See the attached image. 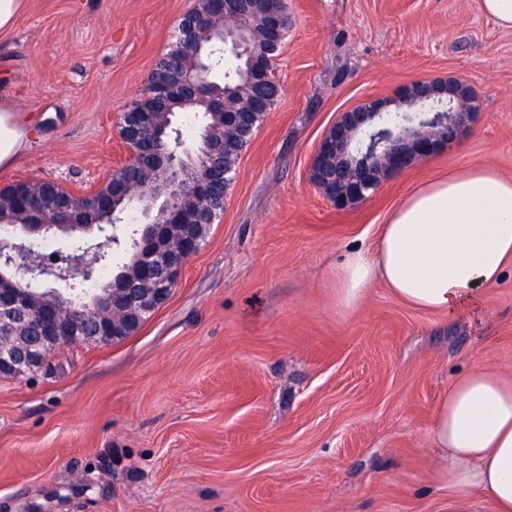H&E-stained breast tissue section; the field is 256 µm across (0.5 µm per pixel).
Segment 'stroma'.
Returning <instances> with one entry per match:
<instances>
[{
    "label": "stroma",
    "mask_w": 512,
    "mask_h": 512,
    "mask_svg": "<svg viewBox=\"0 0 512 512\" xmlns=\"http://www.w3.org/2000/svg\"><path fill=\"white\" fill-rule=\"evenodd\" d=\"M197 0H26L0 34V93L28 133L0 186L84 194L122 166L121 114ZM283 92L243 151L169 301L108 345L0 378V512H446L436 407L475 365L512 375V274L481 311L353 307L336 266L427 179L512 178V31L476 0H288ZM467 81L455 145L339 211L310 178L337 112L419 79Z\"/></svg>",
    "instance_id": "1"
}]
</instances>
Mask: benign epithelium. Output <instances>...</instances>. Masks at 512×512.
<instances>
[{
    "mask_svg": "<svg viewBox=\"0 0 512 512\" xmlns=\"http://www.w3.org/2000/svg\"><path fill=\"white\" fill-rule=\"evenodd\" d=\"M250 2L204 0L205 9L199 13V22L192 24L188 31V43L199 71H210L215 48L236 55L246 47L248 35L240 21L249 14ZM264 18L273 34L268 52L275 54L280 50L285 16L268 12ZM401 93L407 98L409 111L400 114L399 122H392L391 113L387 111L388 100L369 98L362 102L364 111L360 112L354 106L339 113L328 133L319 141L311 175L315 184L327 188L326 197L336 209L346 210L366 200L386 177L454 144L477 114L469 107L464 112L450 108L448 95L466 105L473 96L468 85L454 80H417L405 86ZM211 103L224 112L225 126L236 123L238 112L234 100L220 95L213 97ZM124 143L130 158L119 168L122 176L114 185L121 191L133 180L139 161L153 152L150 144L143 140L138 125L126 126ZM155 163L161 172L160 178L148 196L139 200L141 208L153 214V220L150 231L137 241L136 270L142 280H152L158 287L131 288V277L126 276L112 280L105 294L90 304L59 291L57 295L63 300L59 312L44 317L46 333L53 338L60 341L72 334L73 318L63 317V313L72 307L91 312L102 325L105 340L118 338L126 324L149 320L170 299L186 260L199 251L196 241L177 235L173 230V225L179 223L178 204L184 190L176 168L177 164L184 165L186 161L180 160L176 151L165 145L155 153ZM52 224L71 233H85L82 224H63L51 214L40 213L36 223L11 235L13 240L25 244L23 254H17V244L13 241L0 242V258L11 265L18 280L41 274L40 257L30 242ZM110 242L112 237L108 236L105 241L96 243L92 251L74 256L69 269L61 271L59 278L67 280L77 274L90 276L94 264L101 259L102 249ZM88 254L92 259H86ZM27 308L28 292L0 287L1 310ZM42 357V352L31 345L21 346L14 337L0 335V377L6 374L20 376L27 364Z\"/></svg>",
    "mask_w": 512,
    "mask_h": 512,
    "instance_id": "1",
    "label": "benign epithelium"
}]
</instances>
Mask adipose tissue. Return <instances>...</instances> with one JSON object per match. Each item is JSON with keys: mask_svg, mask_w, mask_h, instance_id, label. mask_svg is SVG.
<instances>
[{"mask_svg": "<svg viewBox=\"0 0 512 512\" xmlns=\"http://www.w3.org/2000/svg\"><path fill=\"white\" fill-rule=\"evenodd\" d=\"M27 142L13 102L0 99V169ZM512 272V179L471 167L410 191L373 247L345 254L336 267L342 305L375 282L406 305L451 319L479 309L487 287ZM432 434L445 462L437 477L448 512H512V377L474 366L441 398Z\"/></svg>", "mask_w": 512, "mask_h": 512, "instance_id": "adipose-tissue-1", "label": "adipose tissue"}]
</instances>
